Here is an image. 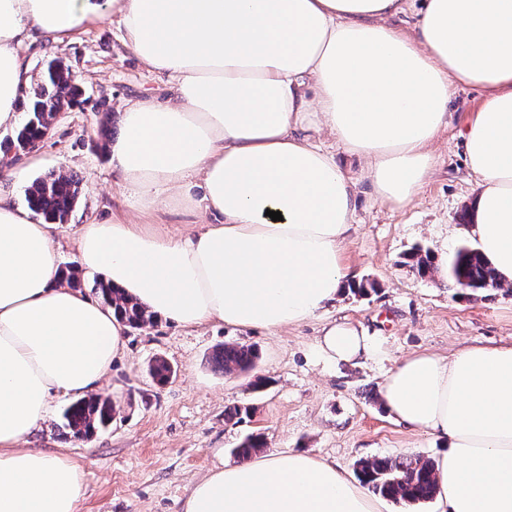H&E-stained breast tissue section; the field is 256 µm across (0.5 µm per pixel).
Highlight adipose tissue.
Returning a JSON list of instances; mask_svg holds the SVG:
<instances>
[{
	"mask_svg": "<svg viewBox=\"0 0 512 512\" xmlns=\"http://www.w3.org/2000/svg\"><path fill=\"white\" fill-rule=\"evenodd\" d=\"M408 0H0V129L20 120L35 41L76 38L119 16L140 65L173 95L127 100L112 167L136 220L82 225L81 269L183 326L277 330L315 317L355 276L343 261L354 181L313 135L366 162L381 202L409 204L435 161L453 88L483 100L463 135L477 178L466 231L512 282V0H420L411 34L389 23ZM200 184L201 197L191 193ZM182 201L199 228L155 215ZM281 212V220L270 217ZM55 227L0 191V512H78L85 474L67 456L24 447L57 396H83L111 373L128 328L68 283ZM332 361L371 356L365 331L323 326ZM385 410L442 438L441 512H512V344L447 359L403 358ZM183 512H380L335 463L264 454L194 483Z\"/></svg>",
	"mask_w": 512,
	"mask_h": 512,
	"instance_id": "1",
	"label": "adipose tissue"
}]
</instances>
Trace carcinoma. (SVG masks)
<instances>
[{
	"mask_svg": "<svg viewBox=\"0 0 512 512\" xmlns=\"http://www.w3.org/2000/svg\"><path fill=\"white\" fill-rule=\"evenodd\" d=\"M81 91L72 79L68 66L60 60L49 63L44 82L28 100V119L10 137L0 141V153L8 157L24 152L32 141L52 124L57 115L66 108L80 104ZM79 181L72 175L51 174L35 179L26 190L28 208L48 223L64 224L78 201ZM409 263L421 275L436 271L434 257L430 251L414 249L408 255ZM444 271L449 282L463 289H485L498 285L494 268L485 262L478 249L463 245L448 259ZM103 303L117 313L131 328L144 324L149 315L143 307L113 289L102 279L93 284ZM259 359L257 349L240 344H224L213 355L214 367L226 374L248 373L255 369ZM149 375L158 384L167 382L171 375L170 365L163 359L155 360L149 367ZM64 428L76 438H88L112 421V408L97 397L81 398L71 403L62 414ZM265 447L260 434H250L235 448L234 453L249 459ZM359 480L373 493L392 500L422 503L433 499L438 493L434 465L422 458L392 459L374 458L358 463Z\"/></svg>",
	"mask_w": 512,
	"mask_h": 512,
	"instance_id": "carcinoma-1",
	"label": "carcinoma"
}]
</instances>
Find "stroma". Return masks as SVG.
Here are the masks:
<instances>
[{
    "instance_id": "35a3bbf8",
    "label": "stroma",
    "mask_w": 512,
    "mask_h": 512,
    "mask_svg": "<svg viewBox=\"0 0 512 512\" xmlns=\"http://www.w3.org/2000/svg\"><path fill=\"white\" fill-rule=\"evenodd\" d=\"M28 57L39 79L49 61L62 60L82 90V102L60 112L48 138L33 151L38 166L8 188L20 203L32 180L61 172L77 176L79 200L67 223L58 225L55 240L61 265H73L81 224L132 215L102 128L120 132L124 101L164 96L170 86L166 77L138 64L114 17L57 47H32ZM481 100L479 88H455L448 124L433 145L434 166L402 208L377 200L363 161L327 132L318 134V142L356 183L355 225L344 261L367 292L346 289L316 318L276 331L221 323L184 327L163 319L129 330L124 354L98 390L111 401L113 420L91 439L65 434L61 413L70 400H53L48 419L27 445L66 452L84 469L79 512H181L193 482L219 463L236 462L235 448L251 433L263 434L267 448L308 451L351 475L359 461L376 457L436 460L441 439L398 423L381 403V388L406 355L449 356L471 345L512 341V285L472 292L451 285L439 272L420 276L407 262L421 247L445 264L468 240L461 215L474 205L475 178L462 134ZM333 320L366 329L376 354L359 363L319 357L316 339ZM226 343L255 346L260 354L255 371H215L212 354ZM157 358L174 368L163 385L148 374ZM258 376L267 382L264 389L251 387ZM233 406L246 410L236 424L224 419L225 408Z\"/></svg>"
}]
</instances>
